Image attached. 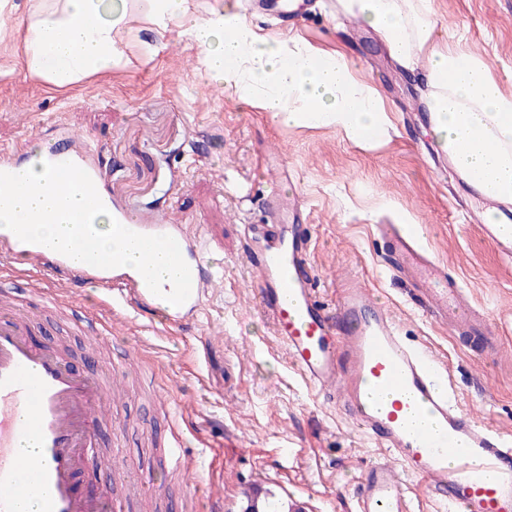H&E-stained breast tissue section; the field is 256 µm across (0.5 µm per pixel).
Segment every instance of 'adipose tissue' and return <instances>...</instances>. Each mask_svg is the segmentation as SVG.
Listing matches in <instances>:
<instances>
[{"instance_id": "ef3b65f1", "label": "adipose tissue", "mask_w": 512, "mask_h": 512, "mask_svg": "<svg viewBox=\"0 0 512 512\" xmlns=\"http://www.w3.org/2000/svg\"><path fill=\"white\" fill-rule=\"evenodd\" d=\"M141 2L151 21L185 28L213 83L283 125L330 126L364 143L384 135L377 94L354 79L342 58L261 41L250 23L225 11L223 0L204 20L191 18L188 0ZM345 6L375 30L400 65L411 67L417 53H425L434 140L478 196L512 207V94L504 92L489 63L461 45L434 41L431 0H345ZM125 16L105 0H42L19 24L24 68L58 87L112 69ZM24 180L31 192L0 190L1 234L20 217L42 240L79 249L87 241L77 230L87 223L94 227L88 241L93 247L137 264L130 243L110 236V211L87 212L80 180L50 172L43 148L34 149Z\"/></svg>"}]
</instances>
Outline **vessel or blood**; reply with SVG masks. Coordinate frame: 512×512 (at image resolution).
<instances>
[{
  "label": "vessel or blood",
  "mask_w": 512,
  "mask_h": 512,
  "mask_svg": "<svg viewBox=\"0 0 512 512\" xmlns=\"http://www.w3.org/2000/svg\"><path fill=\"white\" fill-rule=\"evenodd\" d=\"M19 150L0 151V185L20 184ZM59 172L81 176L93 207H111L99 165L80 151H51ZM269 225H248L247 260L258 273L259 306L271 321L289 366L329 405L347 408L384 454L367 467L356 512H416L413 488L453 512H512V434L462 413L451 390L438 384L447 365L403 336L390 309L363 280L350 281L325 302L313 286L310 210L281 182L269 183ZM113 231L138 246L143 257L164 249L180 269L175 283L129 270L122 257L84 246L78 261L53 253L16 225L0 238V252L23 257L47 271H69L83 284L104 286L103 307L130 318L162 306L166 330L200 312L214 283L203 243L189 225L139 223L114 210ZM387 265L421 297L424 313L457 334L480 337L496 349L492 318L465 298L457 280L428 251L416 225L380 224ZM33 321L0 313V512H19L38 494V512H125L105 497H84L77 476L97 456L96 420L112 394L100 377L75 373L55 345L36 346Z\"/></svg>",
  "instance_id": "vessel-or-blood-1"
}]
</instances>
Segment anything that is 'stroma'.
<instances>
[{
  "label": "stroma",
  "mask_w": 512,
  "mask_h": 512,
  "mask_svg": "<svg viewBox=\"0 0 512 512\" xmlns=\"http://www.w3.org/2000/svg\"><path fill=\"white\" fill-rule=\"evenodd\" d=\"M312 2L298 32L276 28L270 10H246L245 0L224 6L245 16L259 38L343 56L385 105L388 135L377 145L353 143L331 128L287 127L238 96L215 93L188 36L173 26L148 31L138 17L119 42L118 67L71 86L48 85L17 67L16 15L0 13V68L8 72L0 79V146L66 148L81 138L114 207L133 210L145 224L196 225L220 278L199 320L171 333L150 314L128 326L106 320L84 330L80 313L43 311L25 270L10 279L8 306L36 321L33 343L66 349L75 372L132 353L120 392L122 425L103 419L97 434L100 447L119 445L143 492L130 494L94 462L78 477L83 494L125 498L132 512H207L208 492L218 486L223 512H243L247 496L263 488L302 512H354L355 489L379 449L347 411L330 407L288 367L246 258L243 225L267 221L269 151L282 155L292 190L310 207L320 296L332 300L344 274L360 277L411 342L447 363L461 410L512 429V257L471 222L485 210L473 190L456 173L432 171L423 68L393 64L344 0ZM434 8L435 41L465 37L512 92V0H434ZM378 224L423 226L426 246L472 301L508 318L498 352L480 338L450 334L419 309L383 261ZM161 389L171 398L166 413L153 400ZM172 427L186 434L197 477L160 465Z\"/></svg>",
  "instance_id": "stroma-1"
}]
</instances>
